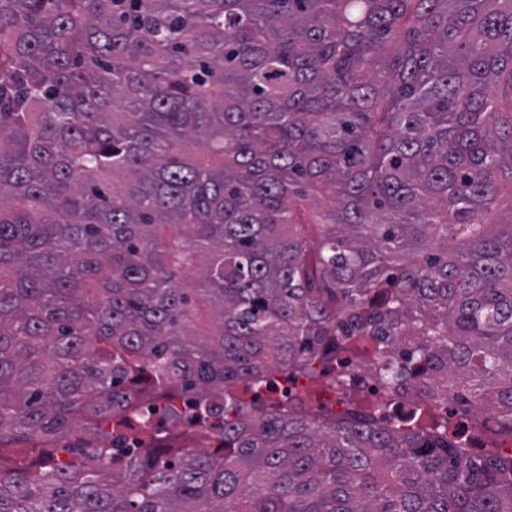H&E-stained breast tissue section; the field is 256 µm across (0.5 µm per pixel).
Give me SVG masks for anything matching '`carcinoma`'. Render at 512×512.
Listing matches in <instances>:
<instances>
[{
    "instance_id": "1",
    "label": "carcinoma",
    "mask_w": 512,
    "mask_h": 512,
    "mask_svg": "<svg viewBox=\"0 0 512 512\" xmlns=\"http://www.w3.org/2000/svg\"><path fill=\"white\" fill-rule=\"evenodd\" d=\"M339 351L512 428V0H0V512H512L446 421L245 399ZM180 413V431L183 435L193 439L195 445L199 446L197 441L196 422L194 419L193 401L191 398L184 396L175 403Z\"/></svg>"
}]
</instances>
